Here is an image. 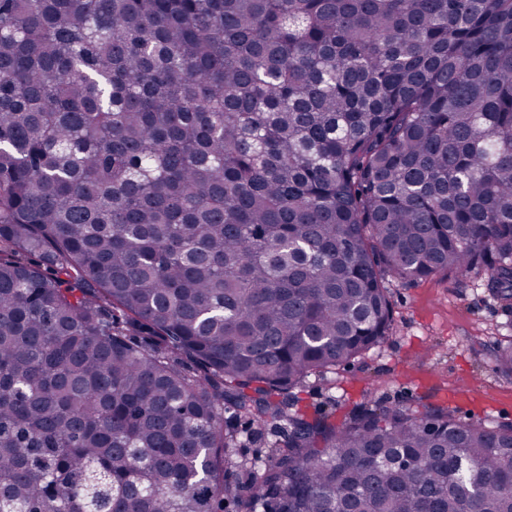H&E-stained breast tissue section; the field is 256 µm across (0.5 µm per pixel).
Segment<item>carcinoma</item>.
<instances>
[{
	"instance_id": "carcinoma-1",
	"label": "carcinoma",
	"mask_w": 512,
	"mask_h": 512,
	"mask_svg": "<svg viewBox=\"0 0 512 512\" xmlns=\"http://www.w3.org/2000/svg\"><path fill=\"white\" fill-rule=\"evenodd\" d=\"M479 266L512 0H0V512H512V427L290 403ZM224 418L240 433L239 437L242 442L240 447L233 448L234 457L249 468L257 455H264L268 451L269 445L275 440V437L266 432L263 435L258 434L245 420L236 421L232 417V412L224 413Z\"/></svg>"
}]
</instances>
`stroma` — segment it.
I'll return each mask as SVG.
<instances>
[{"label":"stroma","mask_w":512,"mask_h":512,"mask_svg":"<svg viewBox=\"0 0 512 512\" xmlns=\"http://www.w3.org/2000/svg\"><path fill=\"white\" fill-rule=\"evenodd\" d=\"M393 330L385 343L323 375L297 394L307 413L343 418L357 404L447 408L469 422L512 424V376L493 354L512 338V309L497 300L482 271L389 280Z\"/></svg>","instance_id":"stroma-1"}]
</instances>
